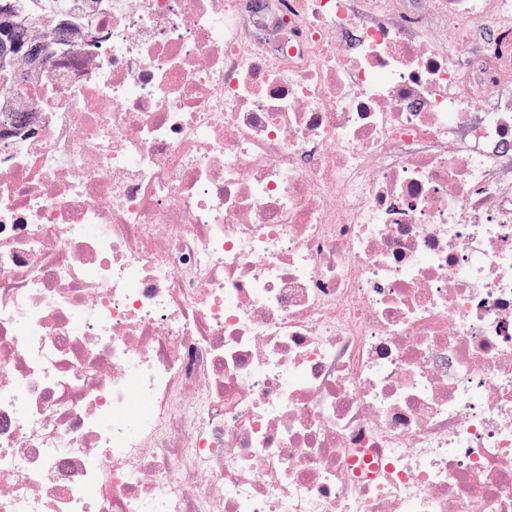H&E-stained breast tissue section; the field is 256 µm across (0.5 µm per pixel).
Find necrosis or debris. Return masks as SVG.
Returning <instances> with one entry per match:
<instances>
[{
  "label": "necrosis or debris",
  "mask_w": 512,
  "mask_h": 512,
  "mask_svg": "<svg viewBox=\"0 0 512 512\" xmlns=\"http://www.w3.org/2000/svg\"><path fill=\"white\" fill-rule=\"evenodd\" d=\"M0 512H512V0H21Z\"/></svg>",
  "instance_id": "4bbe7bcc"
}]
</instances>
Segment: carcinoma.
Returning <instances> with one entry per match:
<instances>
[{"label": "carcinoma", "instance_id": "obj_1", "mask_svg": "<svg viewBox=\"0 0 512 512\" xmlns=\"http://www.w3.org/2000/svg\"><path fill=\"white\" fill-rule=\"evenodd\" d=\"M15 2L0 0V117L10 115L19 119L26 109L12 101L11 92L46 64L48 52L39 26L27 19H15ZM30 44L40 47L41 60H26L24 51Z\"/></svg>", "mask_w": 512, "mask_h": 512}]
</instances>
